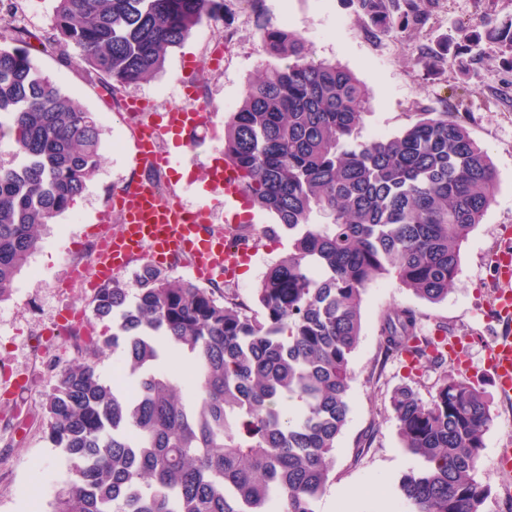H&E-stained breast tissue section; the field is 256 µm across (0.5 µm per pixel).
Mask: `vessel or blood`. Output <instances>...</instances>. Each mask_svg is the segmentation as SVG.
<instances>
[{
    "mask_svg": "<svg viewBox=\"0 0 512 512\" xmlns=\"http://www.w3.org/2000/svg\"><path fill=\"white\" fill-rule=\"evenodd\" d=\"M205 119L206 113L199 107L183 109L177 118L167 112L160 113L158 121L138 131L140 158L159 169L172 168L178 157L162 148L165 135L190 133ZM111 209L118 212L121 227L104 240L90 259L89 266L97 282L111 279L114 271L143 256L169 261L180 254L193 253L198 260L194 272L202 277L236 263L227 240L219 235L202 234L204 208H190L173 199L161 198L148 177L136 180ZM495 272L502 287L495 297L497 336L490 346L491 371L498 392L508 397L512 395V251L499 252Z\"/></svg>",
    "mask_w": 512,
    "mask_h": 512,
    "instance_id": "b4317fda",
    "label": "vessel or blood"
}]
</instances>
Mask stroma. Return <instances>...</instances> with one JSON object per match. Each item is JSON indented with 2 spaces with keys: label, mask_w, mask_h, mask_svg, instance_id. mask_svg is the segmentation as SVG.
<instances>
[{
  "label": "stroma",
  "mask_w": 512,
  "mask_h": 512,
  "mask_svg": "<svg viewBox=\"0 0 512 512\" xmlns=\"http://www.w3.org/2000/svg\"><path fill=\"white\" fill-rule=\"evenodd\" d=\"M29 20V51L40 67L83 108L98 113L104 124L103 163L84 193L67 213L41 232V245L30 266L15 280L9 299L0 302V512H51L57 487L67 476L69 463L61 449L52 447L45 433L46 397L62 368L86 353L82 338H55L47 333L62 311L91 314L93 291L67 287L70 267L86 263L90 228L113 193L132 178L137 165L134 131L123 104L149 99L155 111L182 103L178 79L197 80V102L210 111L207 123L194 134L195 150L167 139V147L181 163L197 157V177L183 184L181 200L208 206L215 226L224 223V192L203 175L212 162H223L222 131L227 106L238 105L244 88L260 67L278 68L282 61L261 55L259 23L266 20L300 35L314 57L349 70L367 88L370 109L358 132L359 142L375 134H398L420 112L461 116L472 137L485 147L498 172L495 199L481 224L461 250L460 273L448 298L438 304L419 300L386 279L368 286L362 300V332L350 360L351 411L336 442L330 483L315 504L316 512H410L398 490L405 472L418 468L419 459L402 448L391 412L393 392L413 388L429 398L439 373L409 371L402 360L385 359L379 344L381 316L411 308L420 317L424 334L437 326L449 336L468 338L467 380L480 377L485 337L493 326L494 297L499 287L493 268L496 252L512 238V70L504 67L493 46L474 71L458 65L429 67L421 47L444 50L455 25L476 26L490 19L512 16V0H438L427 26L403 36L379 33L359 14L350 0H264L255 14L248 0H224L225 19L211 32L231 38L233 53L220 73L208 67L200 30L173 48L163 73L150 81L112 94L96 77L62 63L51 39L54 0H17ZM287 241L266 243L230 287L239 301L254 304V292L268 266L287 252ZM493 425L478 462L479 476L492 487L485 512H505L504 485L495 473L500 440L512 438V399L488 391Z\"/></svg>",
  "instance_id": "35a3bbf8"
}]
</instances>
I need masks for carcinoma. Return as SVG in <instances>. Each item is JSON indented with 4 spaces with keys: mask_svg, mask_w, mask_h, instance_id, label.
Listing matches in <instances>:
<instances>
[{
    "mask_svg": "<svg viewBox=\"0 0 512 512\" xmlns=\"http://www.w3.org/2000/svg\"><path fill=\"white\" fill-rule=\"evenodd\" d=\"M259 17L262 68L224 122V160L254 206L275 217L270 241L288 252L266 270L254 310L234 295L146 263L135 286L97 289L93 313L112 335L64 367L47 397V438L69 475L52 512H315L350 413V359L367 287L389 278L431 304L448 299L460 251L494 200L498 174L464 120L422 112L399 134L354 146L370 99L348 70L311 57L305 41ZM382 34L423 29L435 0H356ZM224 17V0H55V40L110 91L148 81L193 28ZM0 32V301L102 164L103 127ZM495 47L512 69V17L484 33L460 23L448 54L428 65L479 61ZM425 336L416 311L386 314L385 358L440 371L429 400L391 396L401 447L421 461L398 482L412 512H483L478 476L493 423L484 390L448 370V330ZM122 348L108 385L94 356ZM192 364L175 380L163 351Z\"/></svg>",
    "mask_w": 512,
    "mask_h": 512,
    "instance_id": "1",
    "label": "carcinoma"
}]
</instances>
